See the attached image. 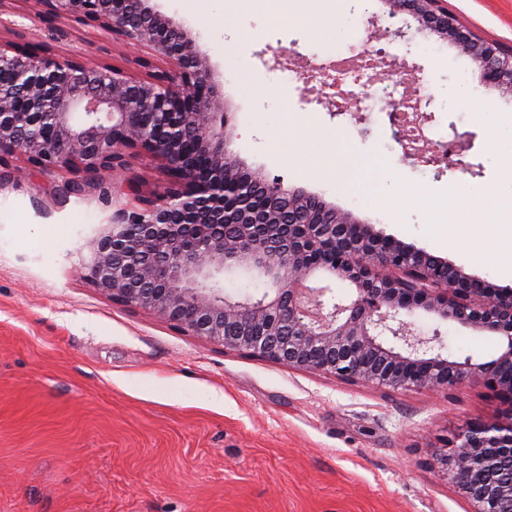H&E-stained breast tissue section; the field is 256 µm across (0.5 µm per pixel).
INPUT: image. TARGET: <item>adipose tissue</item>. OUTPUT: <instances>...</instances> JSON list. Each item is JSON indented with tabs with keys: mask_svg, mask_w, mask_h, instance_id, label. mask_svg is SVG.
Instances as JSON below:
<instances>
[{
	"mask_svg": "<svg viewBox=\"0 0 512 512\" xmlns=\"http://www.w3.org/2000/svg\"><path fill=\"white\" fill-rule=\"evenodd\" d=\"M305 0H226L228 16L243 11L263 14L269 25L282 18L310 28L314 38L326 39L330 27L317 22L304 9ZM289 147L299 148L298 161L304 174L343 171V161L329 137L310 131L304 124H289ZM425 211L435 235L448 246L470 254L480 263L512 273V187L499 190L461 180L446 191H423L414 197Z\"/></svg>",
	"mask_w": 512,
	"mask_h": 512,
	"instance_id": "1",
	"label": "adipose tissue"
}]
</instances>
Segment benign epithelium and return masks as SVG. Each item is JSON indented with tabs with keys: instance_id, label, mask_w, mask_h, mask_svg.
I'll list each match as a JSON object with an SVG mask.
<instances>
[{
	"instance_id": "obj_1",
	"label": "benign epithelium",
	"mask_w": 512,
	"mask_h": 512,
	"mask_svg": "<svg viewBox=\"0 0 512 512\" xmlns=\"http://www.w3.org/2000/svg\"><path fill=\"white\" fill-rule=\"evenodd\" d=\"M44 13L143 48L169 67L135 77L107 62L22 54L0 39V168L20 155L65 175L71 194L127 157L160 160L169 187L112 216L86 242L79 273L104 295L148 311L226 350L382 388L497 392L505 411L475 422L433 458L472 512H512V289L494 288L446 260L359 224L325 201L250 172L228 149L212 108L219 83L196 42L148 0H35ZM476 64L472 77L512 94V46L472 37L447 0H391ZM242 269L267 279L259 296L224 294L218 276ZM318 274L347 281V301L307 288ZM423 310L501 335L486 362L441 353V332L414 331Z\"/></svg>"
}]
</instances>
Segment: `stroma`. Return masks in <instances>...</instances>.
<instances>
[{
    "label": "stroma",
    "mask_w": 512,
    "mask_h": 512,
    "mask_svg": "<svg viewBox=\"0 0 512 512\" xmlns=\"http://www.w3.org/2000/svg\"><path fill=\"white\" fill-rule=\"evenodd\" d=\"M225 0H151L192 37L220 83L219 111L233 113L237 162L322 198L466 273L512 289V276L476 263L436 239L412 193L464 179L497 181L498 160L483 147L478 111L512 129V96L471 78L454 43L411 22L404 36L367 42L384 28L389 0L318 11L334 37L313 39L289 21L269 28L247 12L224 23ZM471 35L512 45V0H448ZM10 40L44 44L62 58L83 56L144 75L121 40L84 42L82 25L14 0L0 12ZM369 43L386 69L416 67L434 95L427 108L452 166L404 159L378 86L370 106L336 115L305 100L307 85L256 53L285 47L305 60L348 55ZM335 137L354 169L347 189L335 176H304L273 143L286 116ZM102 187L68 194L61 178L24 158L0 178V512H471L470 502L429 468L431 457L467 424L496 420L489 388L449 391L351 384L183 332L153 314L102 295L78 274L86 241L128 202V185L164 193L159 161L134 154L103 172ZM415 331L440 329L445 354L485 362L498 336L417 311Z\"/></svg>",
    "instance_id": "1"
}]
</instances>
